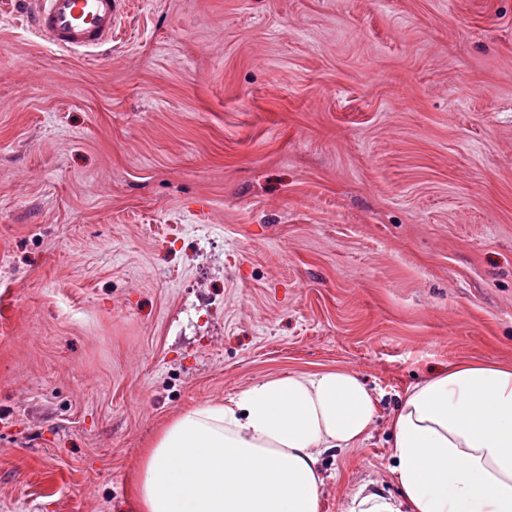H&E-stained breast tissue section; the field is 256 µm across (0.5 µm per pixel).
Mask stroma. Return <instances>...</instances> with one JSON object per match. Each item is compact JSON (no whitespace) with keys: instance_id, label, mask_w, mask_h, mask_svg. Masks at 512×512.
<instances>
[{"instance_id":"1","label":"stroma","mask_w":512,"mask_h":512,"mask_svg":"<svg viewBox=\"0 0 512 512\" xmlns=\"http://www.w3.org/2000/svg\"><path fill=\"white\" fill-rule=\"evenodd\" d=\"M0 0V512H136L183 411L345 368L320 512H409L390 415L512 363V0H127L90 58Z\"/></svg>"}]
</instances>
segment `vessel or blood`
Returning a JSON list of instances; mask_svg holds the SVG:
<instances>
[{"label": "vessel or blood", "mask_w": 512, "mask_h": 512, "mask_svg": "<svg viewBox=\"0 0 512 512\" xmlns=\"http://www.w3.org/2000/svg\"><path fill=\"white\" fill-rule=\"evenodd\" d=\"M35 32L62 52H91L112 40L126 0H37Z\"/></svg>", "instance_id": "vessel-or-blood-1"}]
</instances>
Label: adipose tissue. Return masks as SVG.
I'll use <instances>...</instances> for the list:
<instances>
[{"mask_svg": "<svg viewBox=\"0 0 512 512\" xmlns=\"http://www.w3.org/2000/svg\"><path fill=\"white\" fill-rule=\"evenodd\" d=\"M379 399L348 369L271 378L191 408L148 452L141 512H319L328 450L359 447ZM411 512H512V367L463 362L408 388L391 419Z\"/></svg>", "mask_w": 512, "mask_h": 512, "instance_id": "1", "label": "adipose tissue"}]
</instances>
